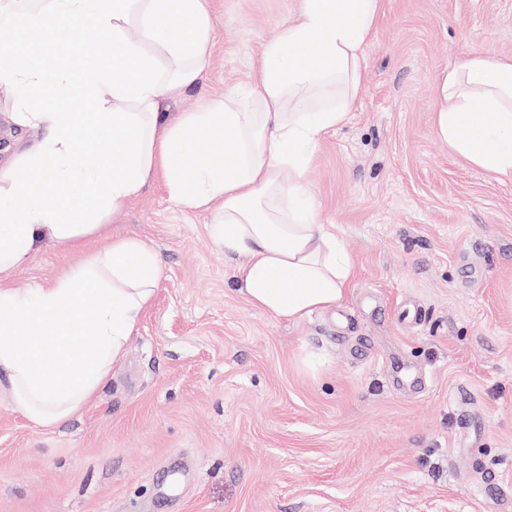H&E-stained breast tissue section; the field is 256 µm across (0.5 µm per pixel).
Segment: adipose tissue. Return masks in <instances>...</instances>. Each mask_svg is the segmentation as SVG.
Returning <instances> with one entry per match:
<instances>
[{"label":"adipose tissue","instance_id":"1","mask_svg":"<svg viewBox=\"0 0 512 512\" xmlns=\"http://www.w3.org/2000/svg\"><path fill=\"white\" fill-rule=\"evenodd\" d=\"M383 4L302 0L250 83L172 112L210 65L208 0H0V98L15 125L42 133L0 166V377L34 427H58L95 396L161 269L146 243L116 235L51 283L21 292L12 276L45 246L97 234L155 177L178 207L212 214L225 259L246 257L238 291L252 307L296 321L344 302L353 261L320 219L309 162L350 118ZM85 29L99 40L54 66L13 47L26 30ZM438 100L449 151L512 180V58H459Z\"/></svg>","mask_w":512,"mask_h":512}]
</instances>
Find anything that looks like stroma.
<instances>
[{"label":"stroma","instance_id":"35a3bbf8","mask_svg":"<svg viewBox=\"0 0 512 512\" xmlns=\"http://www.w3.org/2000/svg\"><path fill=\"white\" fill-rule=\"evenodd\" d=\"M299 6L213 0L211 66L170 111L247 83ZM470 51L512 58V0H385L351 118L310 162L355 266L336 309L251 307L211 214L163 181L123 205L101 239L141 238L163 276L74 419L40 429L0 397V512H512V181L433 130ZM86 255L45 247L12 282Z\"/></svg>","mask_w":512,"mask_h":512}]
</instances>
